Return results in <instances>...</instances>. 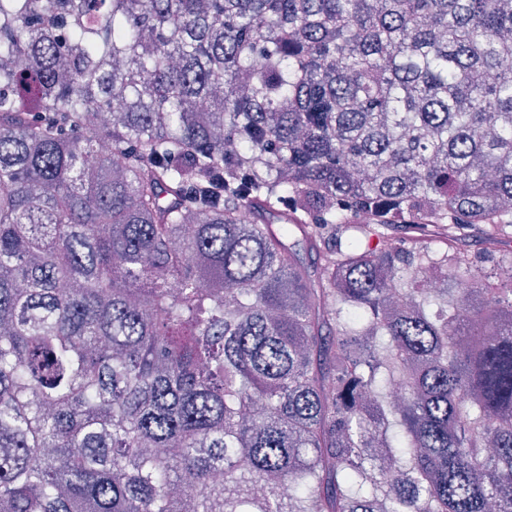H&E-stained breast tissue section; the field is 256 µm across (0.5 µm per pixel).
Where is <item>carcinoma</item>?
<instances>
[{
	"label": "carcinoma",
	"instance_id": "cac0c4a2",
	"mask_svg": "<svg viewBox=\"0 0 512 512\" xmlns=\"http://www.w3.org/2000/svg\"><path fill=\"white\" fill-rule=\"evenodd\" d=\"M511 60L512 0H0V512H512Z\"/></svg>",
	"mask_w": 512,
	"mask_h": 512
}]
</instances>
